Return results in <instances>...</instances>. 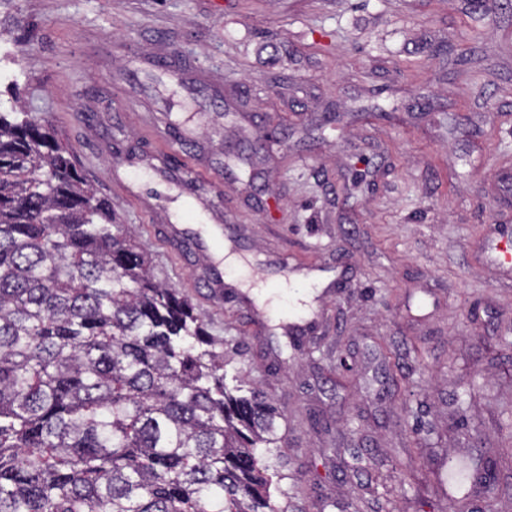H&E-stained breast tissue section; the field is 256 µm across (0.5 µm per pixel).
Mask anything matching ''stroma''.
Here are the masks:
<instances>
[{
    "label": "stroma",
    "mask_w": 512,
    "mask_h": 512,
    "mask_svg": "<svg viewBox=\"0 0 512 512\" xmlns=\"http://www.w3.org/2000/svg\"><path fill=\"white\" fill-rule=\"evenodd\" d=\"M17 99L223 340L227 375L284 408L279 512H480L482 487L449 498L444 473L482 454L512 512L504 0H0V110ZM163 165L199 175L237 251L324 283L345 265L315 335L212 294L203 251L167 236L188 199Z\"/></svg>",
    "instance_id": "35a3bbf8"
}]
</instances>
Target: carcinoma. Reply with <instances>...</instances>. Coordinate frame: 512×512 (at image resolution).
Wrapping results in <instances>:
<instances>
[{
    "label": "carcinoma",
    "instance_id": "cac0c4a2",
    "mask_svg": "<svg viewBox=\"0 0 512 512\" xmlns=\"http://www.w3.org/2000/svg\"><path fill=\"white\" fill-rule=\"evenodd\" d=\"M284 416L48 120L0 112V512H278Z\"/></svg>",
    "mask_w": 512,
    "mask_h": 512
}]
</instances>
